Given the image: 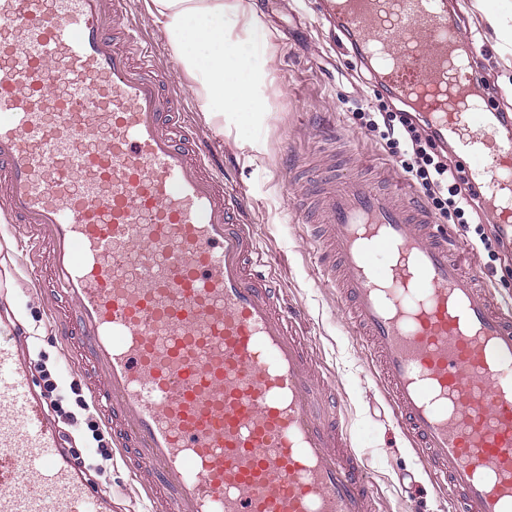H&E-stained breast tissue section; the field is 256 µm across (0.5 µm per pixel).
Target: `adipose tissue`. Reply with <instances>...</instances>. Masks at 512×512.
<instances>
[{"label":"adipose tissue","instance_id":"adipose-tissue-1","mask_svg":"<svg viewBox=\"0 0 512 512\" xmlns=\"http://www.w3.org/2000/svg\"><path fill=\"white\" fill-rule=\"evenodd\" d=\"M152 12L190 77L191 91L216 125L225 113L264 112L279 88L253 63L271 49L267 29L243 0H151ZM242 18L240 30L227 17Z\"/></svg>","mask_w":512,"mask_h":512}]
</instances>
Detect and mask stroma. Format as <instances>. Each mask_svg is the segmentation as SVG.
<instances>
[{
	"label": "stroma",
	"instance_id": "1",
	"mask_svg": "<svg viewBox=\"0 0 512 512\" xmlns=\"http://www.w3.org/2000/svg\"><path fill=\"white\" fill-rule=\"evenodd\" d=\"M250 2L273 45L272 55L257 58L256 64L281 94L271 111L228 118L220 128L191 92L190 78L150 11L151 0H130L129 12L153 43L166 81L183 94L197 136L215 144L225 180L247 189V218L272 258L281 287L310 320L314 357L336 375V389L344 399L342 421L355 449L368 460L385 512H441L436 489L392 422L369 361L347 327L336 291L316 276L306 229L295 223L292 213L300 190L290 183L289 171L298 166L322 170L347 157L356 168L363 158L382 156L388 174L405 179L398 156L386 154L356 116L358 110L377 106L376 89L359 61L338 44L316 0ZM457 8L481 50L483 79L492 89L494 103L512 112V54L503 52L498 29L486 20L494 13L512 26V0H457ZM0 237L14 245L13 250L0 251L9 275V290L0 298V318L16 316L21 331L32 322L40 328L38 346L26 351L35 391L43 392L53 379L65 382L59 394L63 413L56 422L70 454L111 497L115 512H141L129 472L111 447L98 446L87 427L88 413L78 400L87 397L88 390L67 364L63 344L48 319L49 305L24 270L22 244L8 230Z\"/></svg>",
	"mask_w": 512,
	"mask_h": 512
}]
</instances>
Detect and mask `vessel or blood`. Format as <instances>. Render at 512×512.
Instances as JSON below:
<instances>
[{
  "mask_svg": "<svg viewBox=\"0 0 512 512\" xmlns=\"http://www.w3.org/2000/svg\"><path fill=\"white\" fill-rule=\"evenodd\" d=\"M380 92L452 147L512 232V116L448 0H323ZM128 0H0V217L152 512H383L324 406L334 375L272 281ZM314 214L393 419L450 512H512V302L451 258L418 192L346 175ZM0 512H112L0 335Z\"/></svg>",
  "mask_w": 512,
  "mask_h": 512,
  "instance_id": "vessel-or-blood-1",
  "label": "vessel or blood"
}]
</instances>
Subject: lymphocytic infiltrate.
I'll return each instance as SVG.
<instances>
[{"mask_svg":"<svg viewBox=\"0 0 512 512\" xmlns=\"http://www.w3.org/2000/svg\"><path fill=\"white\" fill-rule=\"evenodd\" d=\"M360 118L363 127L379 137L383 149L401 156L404 172L422 186L426 205L434 215L460 225L463 231L474 232L482 245H496L504 253L512 250L511 236L496 228L488 231L483 225L469 224V217L479 214L483 205L466 178L448 165L444 153L438 152L425 121L385 107L361 113Z\"/></svg>","mask_w":512,"mask_h":512,"instance_id":"obj_1","label":"lymphocytic infiltrate"}]
</instances>
